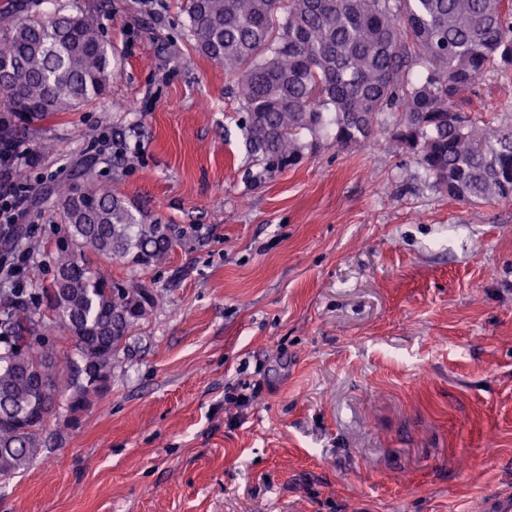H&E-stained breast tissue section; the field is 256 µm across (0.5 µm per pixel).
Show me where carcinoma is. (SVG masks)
Here are the masks:
<instances>
[{
    "label": "carcinoma",
    "mask_w": 512,
    "mask_h": 512,
    "mask_svg": "<svg viewBox=\"0 0 512 512\" xmlns=\"http://www.w3.org/2000/svg\"><path fill=\"white\" fill-rule=\"evenodd\" d=\"M196 48L236 77L248 152L274 170L302 157L303 132H333L336 146L378 134L376 116L398 112L388 134L433 185L461 201L512 200V123L479 124L458 104L498 63L512 64L509 0H187ZM110 51L94 23L57 10L0 11V103L27 128L104 95ZM65 228L51 283L0 301V467L25 469L48 440L53 397L83 411L104 392L112 360L157 302L151 290L94 271L91 247L148 269L165 260L170 227L88 182L61 193ZM25 236L0 228L9 259ZM71 343L72 358L58 341Z\"/></svg>",
    "instance_id": "1"
}]
</instances>
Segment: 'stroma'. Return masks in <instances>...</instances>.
<instances>
[{
	"label": "stroma",
	"instance_id": "stroma-1",
	"mask_svg": "<svg viewBox=\"0 0 512 512\" xmlns=\"http://www.w3.org/2000/svg\"><path fill=\"white\" fill-rule=\"evenodd\" d=\"M25 3L88 16L112 47L103 96L14 137L37 155L14 174L25 287L52 278L62 183L93 180L181 240L147 270L86 251L163 300L106 392L76 418L58 398L0 512H475L512 486V201L436 189L392 112L369 143L307 134L297 165L266 170L186 0ZM463 97L512 119V65Z\"/></svg>",
	"mask_w": 512,
	"mask_h": 512
}]
</instances>
